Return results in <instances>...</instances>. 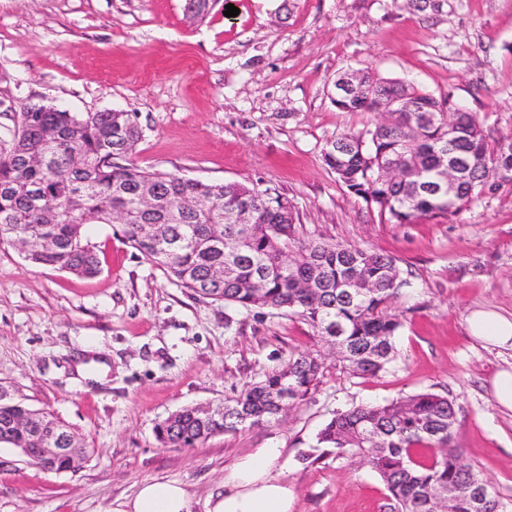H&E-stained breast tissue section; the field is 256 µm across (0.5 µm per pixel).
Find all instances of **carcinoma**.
<instances>
[{
    "instance_id": "cac0c4a2",
    "label": "carcinoma",
    "mask_w": 512,
    "mask_h": 512,
    "mask_svg": "<svg viewBox=\"0 0 512 512\" xmlns=\"http://www.w3.org/2000/svg\"><path fill=\"white\" fill-rule=\"evenodd\" d=\"M355 75L361 94L331 98L337 110L375 112L392 104L398 111L372 129L340 135L323 159L385 223L453 216L475 204L490 179L512 168V141L489 142L471 113H448V97L368 70ZM141 136L127 112L23 107L17 135L0 145V242L24 236L32 263L92 277L100 266L86 227L110 224L123 211L129 244L179 286L246 310L297 314L353 373L374 376L388 369L403 327L390 307L409 286L395 257L296 242L294 217L282 218L283 195L274 188L210 183L120 163ZM450 156L463 162L451 195L438 190ZM144 192L152 204L141 209L137 201ZM243 208L248 223L227 218ZM323 372L320 357L292 354L213 412L189 406L169 416L157 424L156 437L164 446L192 447L277 420L307 399ZM456 427L454 401L422 391L336 412L316 435L321 452L304 459L313 464L334 455L368 466L385 485L391 512H512V500L465 461ZM59 436L78 452L42 464L40 449ZM2 444L30 449L35 465L56 474L74 473L90 457L69 426L0 384Z\"/></svg>"
}]
</instances>
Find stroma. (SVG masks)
Segmentation results:
<instances>
[{
	"label": "stroma",
	"instance_id": "obj_1",
	"mask_svg": "<svg viewBox=\"0 0 512 512\" xmlns=\"http://www.w3.org/2000/svg\"><path fill=\"white\" fill-rule=\"evenodd\" d=\"M230 3L238 16H225ZM357 69L450 95L491 139L512 135V0H430L422 12L405 0H214L197 20L186 0H0V143L25 103L128 112L142 131L138 166L277 189L300 238L392 255L411 282L394 305L404 327L387 372L328 361L282 419L165 447L155 428L169 415L224 402L291 353L327 345L296 315L181 288L116 224L90 227L93 278L0 244V384L94 450L79 471L55 474L0 446V512H114L150 480L182 483L191 512H207L226 468L271 446L284 450L273 473L292 485L293 512H389L369 468L302 457L336 412L424 390L456 401L458 446L512 498V410L491 391L512 348L466 324L476 310L512 317V181L490 180L446 219L383 223L322 158L378 120L331 102L337 76Z\"/></svg>",
	"mask_w": 512,
	"mask_h": 512
}]
</instances>
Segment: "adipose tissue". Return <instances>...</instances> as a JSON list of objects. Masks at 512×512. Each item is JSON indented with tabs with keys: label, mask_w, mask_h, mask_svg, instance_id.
<instances>
[{
	"label": "adipose tissue",
	"mask_w": 512,
	"mask_h": 512,
	"mask_svg": "<svg viewBox=\"0 0 512 512\" xmlns=\"http://www.w3.org/2000/svg\"><path fill=\"white\" fill-rule=\"evenodd\" d=\"M473 336L483 342L512 347V318L476 311L468 318ZM283 454L279 448H258L236 460L224 475V491L210 498L208 512H292L294 491L272 470ZM190 495L175 481H150L114 512H190Z\"/></svg>",
	"instance_id": "ef3b65f1"
}]
</instances>
